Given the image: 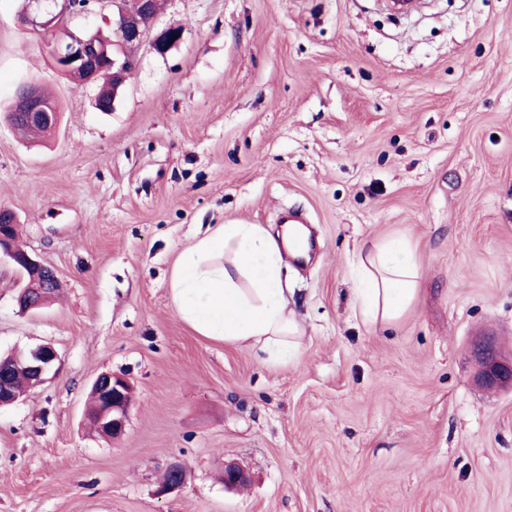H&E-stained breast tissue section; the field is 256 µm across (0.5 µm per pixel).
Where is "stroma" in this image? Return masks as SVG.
Listing matches in <instances>:
<instances>
[{
	"instance_id": "stroma-1",
	"label": "stroma",
	"mask_w": 512,
	"mask_h": 512,
	"mask_svg": "<svg viewBox=\"0 0 512 512\" xmlns=\"http://www.w3.org/2000/svg\"><path fill=\"white\" fill-rule=\"evenodd\" d=\"M19 7L0 0V115L36 82L59 121L31 142L0 118V208L61 288L20 312L0 262V355L61 362L0 408V512H512V391L476 388L468 357L481 330L512 349V0H164L151 32L183 37L137 49L109 112ZM286 210L316 250L282 274L300 355L265 364L194 332L171 275L206 230ZM408 230L419 302L369 329L358 247ZM104 372L134 388L110 440L86 415ZM166 471L172 474L173 477L166 482L161 481V483L159 484L157 493L161 496L167 495L183 487V485L185 484L188 467L186 463L178 460L172 462L168 466Z\"/></svg>"
}]
</instances>
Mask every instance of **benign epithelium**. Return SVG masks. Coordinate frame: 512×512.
<instances>
[{"mask_svg": "<svg viewBox=\"0 0 512 512\" xmlns=\"http://www.w3.org/2000/svg\"><path fill=\"white\" fill-rule=\"evenodd\" d=\"M156 4L157 0H25L18 20L46 38L51 65L70 80L90 83L102 71H107L110 87L101 91L97 106L108 112L127 77L138 66L137 48L147 43L162 55L182 39V31L177 27H169L154 36L149 34L144 20L157 15ZM91 13L104 15L105 24L112 28V37H104L99 28L85 31L72 28L74 18ZM10 113L31 125L52 128L58 121L56 103L33 84L18 87ZM18 229L14 214L0 210V257H7L26 280L18 293L17 305L20 311L27 312L39 307L52 294L58 287V277L50 267L14 248L13 236ZM472 353L476 363L474 383L478 387L512 390V351L503 350L495 337L482 336L473 342ZM58 360L59 354L52 345L40 344L14 365H0V407L19 399L10 385L14 371H24L32 384L40 386L48 380ZM90 391L95 398L94 418L99 436L113 439L122 435L132 402L129 380L123 375L102 373L94 379ZM167 472L172 478L159 484L157 493L161 496L183 487L188 467L178 460L168 466ZM223 481L228 488L242 487L248 483V475L228 465L224 467Z\"/></svg>", "mask_w": 512, "mask_h": 512, "instance_id": "benign-epithelium-1", "label": "benign epithelium"}]
</instances>
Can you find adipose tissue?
<instances>
[{"instance_id":"ef3b65f1","label":"adipose tissue","mask_w":512,"mask_h":512,"mask_svg":"<svg viewBox=\"0 0 512 512\" xmlns=\"http://www.w3.org/2000/svg\"><path fill=\"white\" fill-rule=\"evenodd\" d=\"M287 258V232L219 225L180 254L172 275L175 309L200 335L250 346L267 363L288 362L298 355L301 328L282 285ZM355 274L354 304L369 328L397 326L418 303L422 269L409 234L363 243Z\"/></svg>"}]
</instances>
